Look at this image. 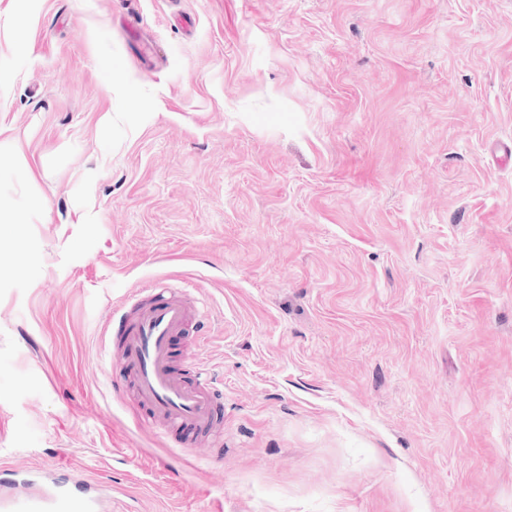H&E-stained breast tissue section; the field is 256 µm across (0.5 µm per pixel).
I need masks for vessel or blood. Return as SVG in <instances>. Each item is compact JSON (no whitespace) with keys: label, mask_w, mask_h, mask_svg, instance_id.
<instances>
[{"label":"vessel or blood","mask_w":512,"mask_h":512,"mask_svg":"<svg viewBox=\"0 0 512 512\" xmlns=\"http://www.w3.org/2000/svg\"><path fill=\"white\" fill-rule=\"evenodd\" d=\"M195 300L185 291L145 287L141 298L129 310L114 309L112 319L123 338L122 350L114 365L131 377L137 404L145 409L156 429L181 430L185 439L180 454H196L195 438L213 429L215 380L198 369L190 383L174 372L171 339L180 333ZM0 512H97L100 488L91 482H68L51 478L48 490L33 488L29 472L0 467Z\"/></svg>","instance_id":"1"}]
</instances>
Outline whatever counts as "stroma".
Masks as SVG:
<instances>
[{"label": "stroma", "mask_w": 512, "mask_h": 512, "mask_svg": "<svg viewBox=\"0 0 512 512\" xmlns=\"http://www.w3.org/2000/svg\"><path fill=\"white\" fill-rule=\"evenodd\" d=\"M507 146L512 0H0V466L98 512H512ZM156 281L222 382L198 457L103 362Z\"/></svg>", "instance_id": "stroma-1"}]
</instances>
